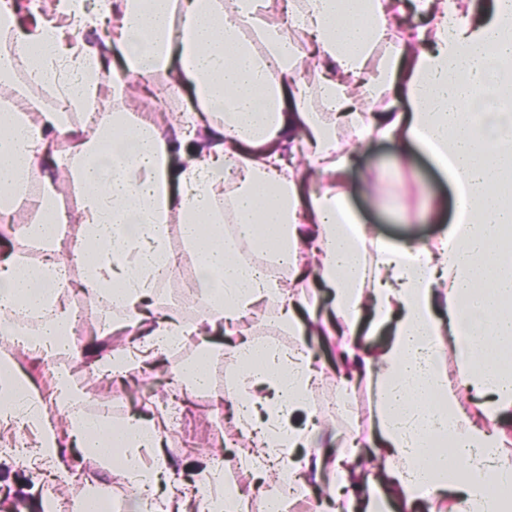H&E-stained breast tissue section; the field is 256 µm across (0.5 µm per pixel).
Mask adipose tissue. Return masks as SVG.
Returning <instances> with one entry per match:
<instances>
[{
    "label": "adipose tissue",
    "mask_w": 512,
    "mask_h": 512,
    "mask_svg": "<svg viewBox=\"0 0 512 512\" xmlns=\"http://www.w3.org/2000/svg\"><path fill=\"white\" fill-rule=\"evenodd\" d=\"M42 5L31 0L38 21L27 28L14 0H0V35L17 53L0 58V81L18 62L31 84L60 90L53 111L19 96L0 113V215L27 200L31 179L45 186L41 203L59 195L50 173L58 134L66 178L82 190L80 231L64 259L39 220L22 225L19 248L0 255V335L48 362L72 352L62 297L79 289L125 316L102 331L128 330L127 345L91 365L120 380L276 306L288 330L339 337L337 404L366 383L378 414L366 438L346 436L325 460L312 449L323 369L309 347L229 345L238 376L229 399L243 435L258 442L249 468L266 512H289L307 495L314 512H379L376 487L400 512H512V0H490L480 17L472 0H51L46 16ZM105 22L115 25L112 47L86 42L83 30ZM162 78L182 91L183 112L166 127L132 118L124 99ZM376 140L396 144L404 164L423 154L447 179L454 212L434 242L395 245L362 223L349 179L359 148ZM311 178L325 189L307 192ZM174 229L208 307L195 323L144 310L168 272ZM26 245L42 246L39 261ZM246 247L285 262L287 278L244 262ZM72 262L85 269L75 286ZM309 279L326 288V310L299 293ZM31 314L43 321L21 334L17 322ZM379 333L378 347L360 341ZM56 392L86 458L121 470L131 512H155L169 468L166 420L91 417L66 371ZM469 397L478 400L471 412ZM301 410L308 423L291 425ZM48 415L0 355V423L40 427L39 452L55 459ZM324 472L325 495H312L311 476Z\"/></svg>",
    "instance_id": "adipose-tissue-1"
}]
</instances>
